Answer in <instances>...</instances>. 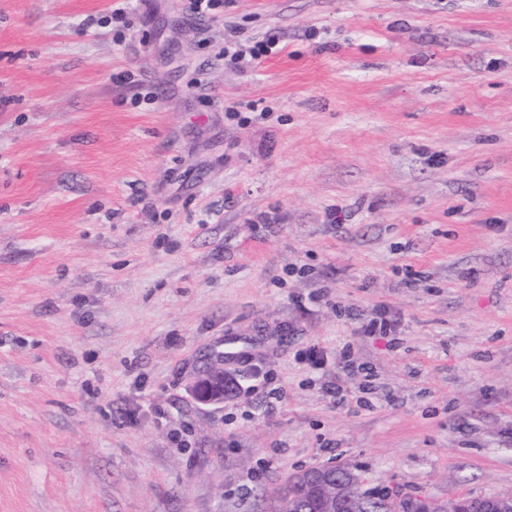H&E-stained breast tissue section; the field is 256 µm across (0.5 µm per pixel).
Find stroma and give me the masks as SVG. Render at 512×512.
I'll list each match as a JSON object with an SVG mask.
<instances>
[{
	"mask_svg": "<svg viewBox=\"0 0 512 512\" xmlns=\"http://www.w3.org/2000/svg\"><path fill=\"white\" fill-rule=\"evenodd\" d=\"M122 4L0 0V512L512 495V0ZM233 387V376L224 369V353H217L196 371L188 391L198 403L223 405L224 399L233 394ZM343 473L348 480L332 481ZM288 487L298 492V497L290 493V510L309 512L312 507L320 512H361L364 498L359 495L361 480L350 470L336 466L306 468L288 479Z\"/></svg>",
	"mask_w": 512,
	"mask_h": 512,
	"instance_id": "35a3bbf8",
	"label": "stroma"
}]
</instances>
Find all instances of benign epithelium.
Returning a JSON list of instances; mask_svg holds the SVG:
<instances>
[{
  "instance_id": "benign-epithelium-1",
  "label": "benign epithelium",
  "mask_w": 512,
  "mask_h": 512,
  "mask_svg": "<svg viewBox=\"0 0 512 512\" xmlns=\"http://www.w3.org/2000/svg\"><path fill=\"white\" fill-rule=\"evenodd\" d=\"M192 398L205 405H222L233 394V376L224 369V354L217 353L200 367L188 386ZM298 496L289 497L292 512H361V480L353 472L334 466L306 468L288 479ZM482 512H512V496L483 501Z\"/></svg>"
}]
</instances>
